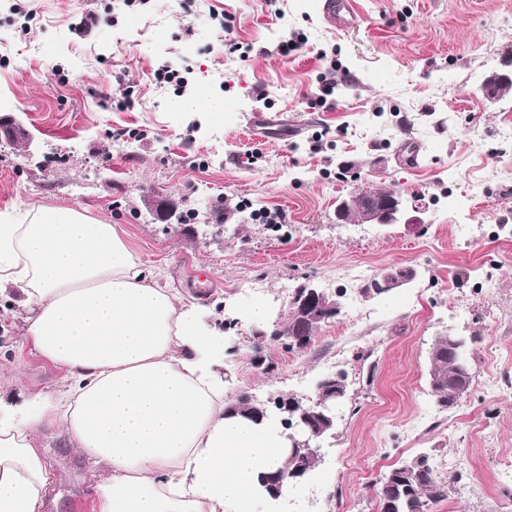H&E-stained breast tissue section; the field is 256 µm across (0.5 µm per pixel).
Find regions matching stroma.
I'll use <instances>...</instances> for the list:
<instances>
[{"mask_svg":"<svg viewBox=\"0 0 512 512\" xmlns=\"http://www.w3.org/2000/svg\"><path fill=\"white\" fill-rule=\"evenodd\" d=\"M357 6L343 33L323 24L319 0H0V115L32 137L0 142V213L55 205L120 225L223 332L227 400H307L320 378L343 375L319 465L256 512H307L310 499L320 512H377L381 475L423 455L448 484L429 512H512V93L481 91L512 70V0ZM296 36L302 48L279 55ZM163 65L180 82H156ZM331 69L346 81L312 105ZM200 84L223 97L222 119L169 110ZM257 113L285 122V137L253 139ZM356 190L420 200L427 222H338ZM165 201L176 217L161 216ZM264 209L285 222L255 220ZM397 265L416 280L364 294ZM350 268L361 281L347 282ZM303 284L335 294L339 315L304 347L265 340L255 364L248 302L267 301L270 331ZM21 328L0 313V375L18 374L16 394L57 387ZM448 336L466 340L472 384L444 409L429 352ZM38 446L53 475L42 512H95L92 485L109 470L90 472L61 426Z\"/></svg>","mask_w":512,"mask_h":512,"instance_id":"35a3bbf8","label":"stroma"}]
</instances>
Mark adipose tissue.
Returning a JSON list of instances; mask_svg holds the SVG:
<instances>
[{
    "mask_svg": "<svg viewBox=\"0 0 512 512\" xmlns=\"http://www.w3.org/2000/svg\"><path fill=\"white\" fill-rule=\"evenodd\" d=\"M27 309L23 343L63 387L0 400V512H40L51 471L37 438L63 427L89 463L97 512H253L283 439L229 412L224 337L130 249L118 225L43 205L0 216V288Z\"/></svg>",
    "mask_w": 512,
    "mask_h": 512,
    "instance_id": "1",
    "label": "adipose tissue"
}]
</instances>
